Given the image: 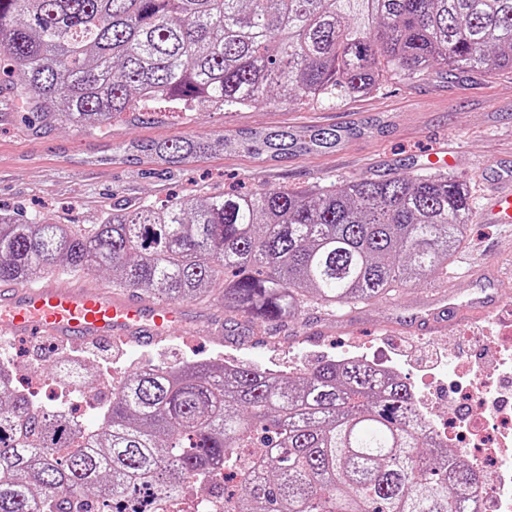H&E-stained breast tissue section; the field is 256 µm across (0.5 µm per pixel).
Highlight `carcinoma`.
Returning <instances> with one entry per match:
<instances>
[{
	"label": "carcinoma",
	"mask_w": 512,
	"mask_h": 512,
	"mask_svg": "<svg viewBox=\"0 0 512 512\" xmlns=\"http://www.w3.org/2000/svg\"><path fill=\"white\" fill-rule=\"evenodd\" d=\"M16 66L37 120L88 131L166 103L229 112L276 101L331 103L393 76L512 73V0H0V62ZM359 129L314 128L336 147ZM173 161L206 144H152ZM295 157L270 132L258 158ZM452 173L355 178L297 193L210 192L116 208L90 229L0 213V282L65 266L158 302H224L255 334L315 301L373 305L448 274L470 230ZM93 367L64 359L66 388ZM0 382V512H113L146 490L181 504L224 469L222 512H471L481 472L436 441L412 387L361 359L286 376L247 363L147 366L112 383L90 425L32 408Z\"/></svg>",
	"instance_id": "carcinoma-1"
}]
</instances>
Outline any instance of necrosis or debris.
<instances>
[{"mask_svg":"<svg viewBox=\"0 0 512 512\" xmlns=\"http://www.w3.org/2000/svg\"><path fill=\"white\" fill-rule=\"evenodd\" d=\"M499 366L463 379L448 399L451 415L439 423L448 440H462L483 478L467 496L474 512H498L512 504V391L501 392Z\"/></svg>","mask_w":512,"mask_h":512,"instance_id":"1","label":"necrosis or debris"}]
</instances>
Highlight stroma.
I'll return each mask as SVG.
<instances>
[{
    "label": "stroma",
    "mask_w": 512,
    "mask_h": 512,
    "mask_svg": "<svg viewBox=\"0 0 512 512\" xmlns=\"http://www.w3.org/2000/svg\"><path fill=\"white\" fill-rule=\"evenodd\" d=\"M16 71L0 70V210L40 213L65 224L99 223L113 206L159 203L209 191L253 192L288 187L308 191L358 177L374 180L434 170L437 153L452 155L451 173L466 179L471 195L469 242L448 269L456 302L475 296L468 277L472 267L492 265L503 275L495 285L502 310L512 309V228L483 223L485 182L493 173L512 170V74H462L412 80L394 77L368 94L334 105L262 104L236 112H127L104 132L90 133L53 120L25 122L20 104L11 100ZM352 122L367 124L365 135L330 153L303 154L288 160L260 161L236 141L243 132L287 127L302 133ZM201 138L212 147L203 157L179 163L141 152V145ZM441 285L412 286L373 307L356 306L340 316L308 304L297 320L271 326L259 341L243 326L224 321L219 301L185 303L188 330L148 346L102 343L90 364L104 367L99 386L72 395L85 422H93L110 397L112 380L148 363L178 366L187 360L222 359L293 374L327 358L377 355L400 371L414 389L428 418L448 412L453 388L451 363L481 361L489 365L494 348L478 344L481 336L501 335L495 317L457 315L451 326L418 337L422 350L447 352V363L429 370L399 354L411 318L425 313ZM29 338L14 339L19 383L38 377L37 395L58 398L50 374L58 354L45 350L39 363L27 351Z\"/></svg>",
    "instance_id": "1"
}]
</instances>
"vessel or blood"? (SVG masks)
<instances>
[{"instance_id":"vessel-or-blood-1","label":"vessel or blood","mask_w":512,"mask_h":512,"mask_svg":"<svg viewBox=\"0 0 512 512\" xmlns=\"http://www.w3.org/2000/svg\"><path fill=\"white\" fill-rule=\"evenodd\" d=\"M485 218L512 226V177L486 193ZM186 321L174 303H153L135 292L115 294L91 283L41 278L0 286V338L48 336L64 343L125 341L149 345L180 330Z\"/></svg>"}]
</instances>
